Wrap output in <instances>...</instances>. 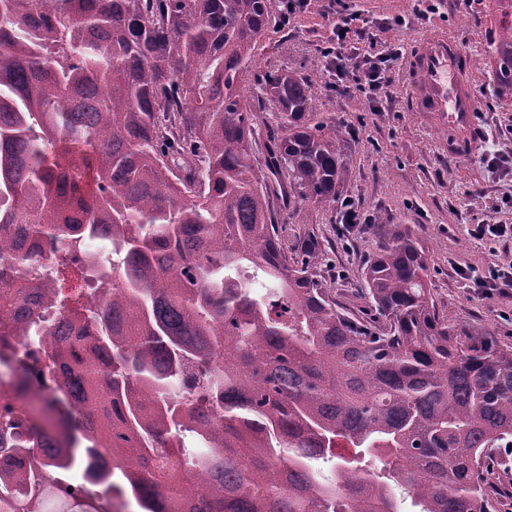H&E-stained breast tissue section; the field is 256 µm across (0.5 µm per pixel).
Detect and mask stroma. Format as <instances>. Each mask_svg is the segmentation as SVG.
<instances>
[{"instance_id":"obj_1","label":"stroma","mask_w":512,"mask_h":512,"mask_svg":"<svg viewBox=\"0 0 512 512\" xmlns=\"http://www.w3.org/2000/svg\"><path fill=\"white\" fill-rule=\"evenodd\" d=\"M434 12L417 15L414 0H311L287 25L266 31L251 66L249 97L258 100L269 72L296 71L313 81L311 111L346 134L350 177L344 195L366 215L347 226L340 209L305 207L330 246L322 273L341 304L361 312V268L383 224H407L428 249L433 297L452 322L488 329L502 346H512V289L485 298L466 288L457 270L485 269L512 259V240L479 241L472 225L490 220L512 224V107L502 105L483 63L494 26L487 0H435ZM357 19L370 35L363 53L390 58L389 83L381 97L367 100L342 86L324 49L336 22ZM440 29L454 36L471 61L476 98L483 114L479 146L497 153L506 168L493 171L479 154L448 155L440 131L412 110L405 63L416 37Z\"/></svg>"}]
</instances>
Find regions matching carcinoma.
Here are the masks:
<instances>
[{
  "label": "carcinoma",
  "instance_id": "obj_1",
  "mask_svg": "<svg viewBox=\"0 0 512 512\" xmlns=\"http://www.w3.org/2000/svg\"><path fill=\"white\" fill-rule=\"evenodd\" d=\"M492 2L511 102L512 0ZM273 21L271 0H0V512H98L92 487L141 512H497L512 347L439 310L405 224L382 225L359 317L316 227L282 245L350 163L305 75L264 76L261 131ZM336 448L384 475L323 473Z\"/></svg>",
  "mask_w": 512,
  "mask_h": 512
}]
</instances>
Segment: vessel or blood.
Segmentation results:
<instances>
[{"instance_id": "obj_1", "label": "vessel or blood", "mask_w": 512, "mask_h": 512, "mask_svg": "<svg viewBox=\"0 0 512 512\" xmlns=\"http://www.w3.org/2000/svg\"><path fill=\"white\" fill-rule=\"evenodd\" d=\"M454 37L444 32L418 37L410 54L408 93L424 123L443 132L449 153L465 154L475 147L480 112L470 69Z\"/></svg>"}]
</instances>
